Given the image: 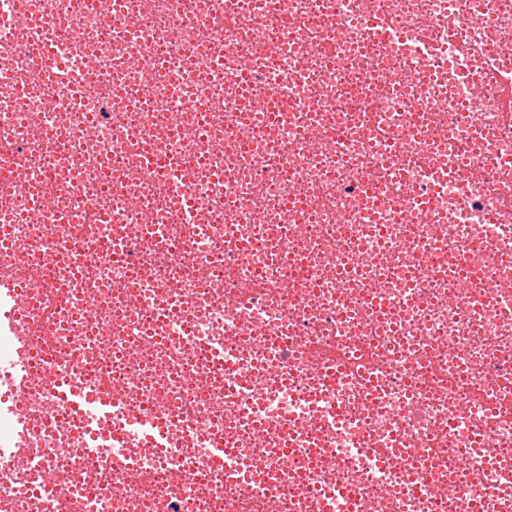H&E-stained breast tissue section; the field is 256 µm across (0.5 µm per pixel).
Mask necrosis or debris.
<instances>
[{"label": "necrosis or debris", "mask_w": 512, "mask_h": 512, "mask_svg": "<svg viewBox=\"0 0 512 512\" xmlns=\"http://www.w3.org/2000/svg\"><path fill=\"white\" fill-rule=\"evenodd\" d=\"M24 2L0 215L30 217L0 274L29 294L0 354L50 361L0 370V512H55L26 457L68 512H512V0ZM99 390L170 447L85 458L62 397ZM204 444L209 445L211 450L210 465L223 469L230 477L236 475V469L231 457V451L224 448V441L219 436L208 435L204 439ZM26 474L29 478V482H31L45 498L54 503L56 512H65L66 498L60 492L56 484L47 476L40 462L33 460Z\"/></svg>", "instance_id": "1"}]
</instances>
